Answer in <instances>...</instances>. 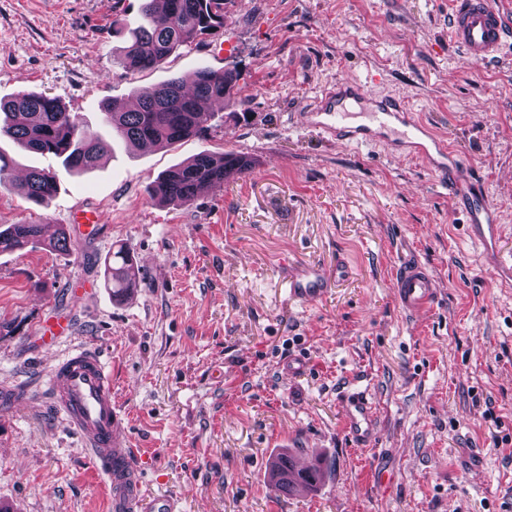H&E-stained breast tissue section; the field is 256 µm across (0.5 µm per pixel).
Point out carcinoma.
Returning <instances> with one entry per match:
<instances>
[{
    "instance_id": "cac0c4a2",
    "label": "carcinoma",
    "mask_w": 512,
    "mask_h": 512,
    "mask_svg": "<svg viewBox=\"0 0 512 512\" xmlns=\"http://www.w3.org/2000/svg\"><path fill=\"white\" fill-rule=\"evenodd\" d=\"M143 23L126 28L113 22L114 32L123 37L120 63L133 71L157 68L179 50L202 41L224 29V9L228 0H140ZM239 73L196 70L193 85L187 87L178 77L138 87L136 108L125 110L102 104L103 121L112 127L116 138L138 147L164 148L185 140L203 129L210 119V108L217 102L235 103ZM7 138L35 153H50L61 159L63 167L90 170L112 152V144L83 124L78 113L59 101L37 92H20L0 99V139ZM253 167V160L235 152L217 158L208 152L171 167L154 181L151 196L163 204H188L204 185L220 187ZM9 185L36 203L52 198L58 191L56 173L32 169L20 181L14 179L11 160L0 152V187ZM28 245H41L55 251L67 250V234L60 230L45 238L41 224H11L0 229V252H13ZM106 287L112 297L123 299L137 287L140 271L129 251L120 247L106 265ZM294 454L285 451L273 457L268 475L276 491L292 494L304 484L309 490L325 477L324 462L313 466V474L294 471Z\"/></svg>"
}]
</instances>
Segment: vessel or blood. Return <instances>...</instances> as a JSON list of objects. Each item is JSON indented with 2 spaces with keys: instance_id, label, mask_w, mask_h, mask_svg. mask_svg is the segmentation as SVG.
I'll use <instances>...</instances> for the list:
<instances>
[{
  "instance_id": "vessel-or-blood-1",
  "label": "vessel or blood",
  "mask_w": 512,
  "mask_h": 512,
  "mask_svg": "<svg viewBox=\"0 0 512 512\" xmlns=\"http://www.w3.org/2000/svg\"><path fill=\"white\" fill-rule=\"evenodd\" d=\"M448 34L469 60L491 64L512 46V21L494 0H453ZM365 103L373 107L371 123L353 124L351 106ZM312 110L318 116L317 129L341 142L369 144L375 129L395 128L399 142L430 160L447 178L449 189L463 199L471 237L485 244L496 240L500 226L493 208L486 196L472 193L462 159L415 118L402 98L380 97L363 81L343 79L324 90ZM344 274L341 266L332 274L313 265L298 267L288 278V293L300 302L320 298L332 276ZM395 293L399 307L413 315L434 307L438 286L422 262L406 258L396 271ZM48 389L54 408L78 434L90 464L101 474L112 512H177L169 497L145 494L135 451L122 443L124 414L112 398V376L104 354L80 347L57 357ZM342 408L352 439L361 445L370 442L377 414L371 397L362 391L347 393Z\"/></svg>"
}]
</instances>
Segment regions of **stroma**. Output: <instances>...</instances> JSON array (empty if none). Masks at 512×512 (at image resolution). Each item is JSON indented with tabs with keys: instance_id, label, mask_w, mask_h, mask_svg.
<instances>
[{
	"instance_id": "obj_1",
	"label": "stroma",
	"mask_w": 512,
	"mask_h": 512,
	"mask_svg": "<svg viewBox=\"0 0 512 512\" xmlns=\"http://www.w3.org/2000/svg\"><path fill=\"white\" fill-rule=\"evenodd\" d=\"M450 0H232L224 29L159 69L117 63L113 21L135 26L139 0H0V97L35 91L97 125L101 102L236 68L239 109L217 105L203 131L170 149L115 144L93 170L68 172L8 139L0 152L23 177L59 174L32 204L0 188V225L64 229L67 251L0 254V383L30 387L0 409V512H110L102 479L45 397L55 357L98 347L148 491L180 512H512V48L474 64L448 39ZM358 78L404 98L464 160L501 233H467L440 175L390 133L356 146L319 134L307 107L336 81ZM234 151L251 171L191 203L150 188L190 156ZM96 220L77 224L74 210ZM125 244L141 271L115 301L104 262ZM411 253L439 300L411 318L394 270ZM349 265L319 300L296 304L291 268ZM68 335L44 343L57 316ZM305 369L284 375L289 357ZM378 405V434L350 438L344 393ZM293 450L329 465L317 491L280 496L270 459Z\"/></svg>"
}]
</instances>
